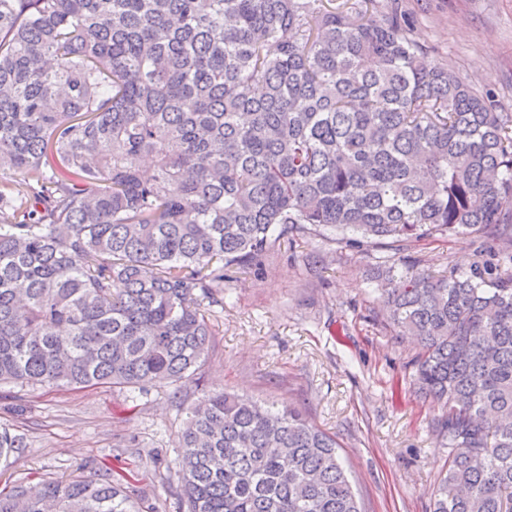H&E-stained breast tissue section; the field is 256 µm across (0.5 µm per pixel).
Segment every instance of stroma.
Wrapping results in <instances>:
<instances>
[{"mask_svg": "<svg viewBox=\"0 0 512 512\" xmlns=\"http://www.w3.org/2000/svg\"><path fill=\"white\" fill-rule=\"evenodd\" d=\"M411 17L430 59L512 112V0H379ZM470 240L421 241L402 253L355 249L310 235L269 257L266 269L231 273L214 308L203 366L182 389L0 384V425L27 448L0 459V489L27 478H96L114 457L129 463L135 496L179 512L175 459L186 410L227 388L291 408L342 445L364 512H430L447 462L435 422L442 405L412 384L416 341L383 322L382 290L409 271L469 270Z\"/></svg>", "mask_w": 512, "mask_h": 512, "instance_id": "35a3bbf8", "label": "stroma"}]
</instances>
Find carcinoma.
I'll list each match as a JSON object with an SVG mask.
<instances>
[{
	"instance_id": "carcinoma-1",
	"label": "carcinoma",
	"mask_w": 512,
	"mask_h": 512,
	"mask_svg": "<svg viewBox=\"0 0 512 512\" xmlns=\"http://www.w3.org/2000/svg\"><path fill=\"white\" fill-rule=\"evenodd\" d=\"M0 383L183 384L227 272L317 230L497 261L387 289L443 403L431 512H512V113L377 0H0ZM27 447L0 426V458ZM187 512H362L336 436L225 390L187 409ZM126 462L0 512H145Z\"/></svg>"
}]
</instances>
